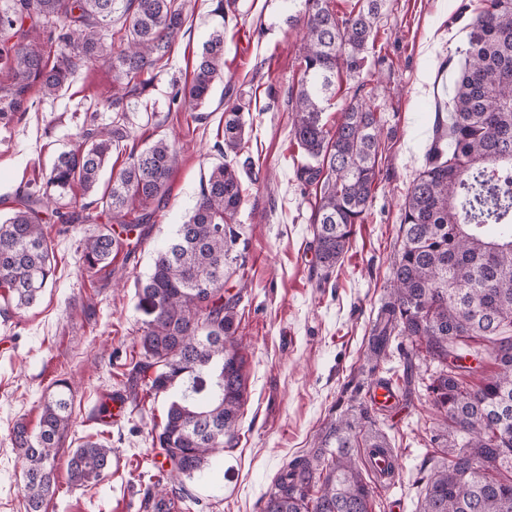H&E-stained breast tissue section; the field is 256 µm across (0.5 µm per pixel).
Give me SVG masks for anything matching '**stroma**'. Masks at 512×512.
Segmentation results:
<instances>
[{"mask_svg":"<svg viewBox=\"0 0 512 512\" xmlns=\"http://www.w3.org/2000/svg\"><path fill=\"white\" fill-rule=\"evenodd\" d=\"M479 0H384L368 49L369 66L343 80L324 114L336 123L355 97L376 107L384 128L378 176L362 224L356 225L341 266L321 279L311 246L314 186L298 174L305 159L291 135L289 98L300 77L299 27L288 23L286 0H235L223 16L212 0H187V18L169 59L146 90L130 100L128 147L142 149L160 136L178 149L170 190L135 256L117 254L112 273L87 276L82 239L107 223L106 215L63 227L47 223L53 240V286L34 306L0 317V512H25L23 463L12 447L16 422L37 430L45 395L59 379L75 395L74 448L95 435L111 442L115 459L99 483H68L58 460V485L46 512H137L158 450L150 431L161 422L164 396L139 378V398L110 424L96 418L102 399L124 392L139 353L142 314L136 278L146 276L155 250L187 220L202 178L212 166H238L246 188L237 215L247 244L246 276L231 277L228 295L238 308L247 360L248 400L239 438L225 449L212 477L192 483L196 512H261L283 467L314 452L317 437L336 415L368 410L399 458L392 482L374 486V512H418L426 476L443 455L433 437L434 409L425 388L430 372L418 362L410 391L397 407H371L376 380L403 383V352L390 343L377 369L365 363L370 330L390 289L401 206L427 163L436 129L448 124L447 102L463 58L459 53ZM224 30V80L201 108L174 110V85L192 72L194 53L215 28ZM112 68L80 66L68 88L51 98L28 92L29 106L0 121V216L21 195L38 190L56 156L70 149L87 117L112 120ZM248 104L245 153L223 155L227 102Z\"/></svg>","mask_w":512,"mask_h":512,"instance_id":"obj_1","label":"stroma"}]
</instances>
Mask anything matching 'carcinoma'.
I'll use <instances>...</instances> for the list:
<instances>
[{"mask_svg":"<svg viewBox=\"0 0 512 512\" xmlns=\"http://www.w3.org/2000/svg\"><path fill=\"white\" fill-rule=\"evenodd\" d=\"M289 20L302 24L300 78L291 93V135L303 151L301 173L319 187L312 246L323 278L348 251L364 220L377 179L383 127L364 99L351 102L336 125L324 113L336 78L360 73L383 0H361L340 13L331 0H286ZM185 0H0V119L21 111L32 88L52 97L70 84L78 63L112 65L114 116L90 122L43 176L45 189L27 194L0 222V315L35 304L52 275V239L41 209L72 224L76 211L58 201L73 187L91 206L112 215L82 243L89 274L112 266L121 250L136 253L168 194L177 152L166 137L131 151L125 166L99 191L112 153L129 131L125 104L152 82L151 71L174 50ZM54 26L60 60L48 65L41 33ZM464 65L448 102V128L436 136L428 164L405 197L400 247L391 264V291L379 308L366 352L378 363L392 337H406V369L417 347L439 364L427 390L437 409V437L447 457L427 477L419 512H512V0H482L462 50ZM224 81V31H214L195 56L193 76L171 97L195 109ZM239 103L224 109V144L239 154L246 122ZM245 196L238 167H213L188 219L155 253L138 280L142 313L135 373L152 372L149 390L167 399L152 430L164 460L146 485L141 512H195L185 481L209 475L213 461L235 446L246 400L240 352L238 295L224 296V279L245 271L240 225ZM483 345L472 349L477 342ZM74 393L62 379L44 400L38 430L23 423L12 445L24 464L25 512H42L55 494L56 461L72 427ZM366 412L333 420L318 438L322 451L287 463L264 512H372V487L349 448H387ZM112 466V443L91 437L68 454L75 486L98 481Z\"/></svg>","mask_w":512,"mask_h":512,"instance_id":"cac0c4a2","label":"carcinoma"}]
</instances>
